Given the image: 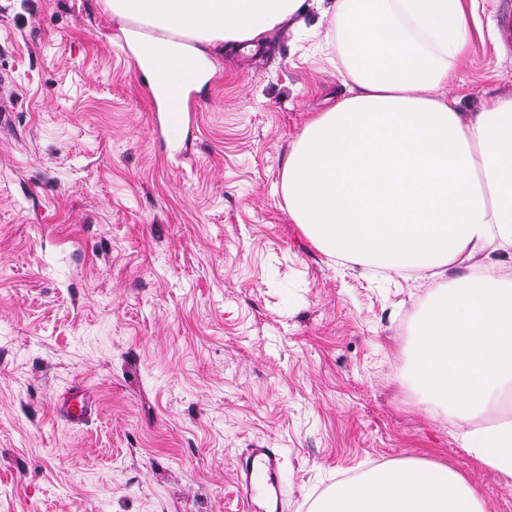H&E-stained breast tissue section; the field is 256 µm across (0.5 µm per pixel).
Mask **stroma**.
I'll list each match as a JSON object with an SVG mask.
<instances>
[{
  "label": "stroma",
  "instance_id": "35a3bbf8",
  "mask_svg": "<svg viewBox=\"0 0 512 512\" xmlns=\"http://www.w3.org/2000/svg\"><path fill=\"white\" fill-rule=\"evenodd\" d=\"M506 9L475 0L447 88L466 111L512 80ZM302 19L208 47L173 135L106 0H0V512H248L250 448L282 456L278 512L412 460L512 512L411 377L439 278L338 259L288 216V153L344 91L332 19ZM61 410L69 421L78 422L83 420L91 410L88 399L84 395L71 394L66 397L62 404Z\"/></svg>",
  "mask_w": 512,
  "mask_h": 512
}]
</instances>
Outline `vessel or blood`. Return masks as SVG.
Masks as SVG:
<instances>
[{"label": "vessel or blood", "mask_w": 512, "mask_h": 512, "mask_svg": "<svg viewBox=\"0 0 512 512\" xmlns=\"http://www.w3.org/2000/svg\"><path fill=\"white\" fill-rule=\"evenodd\" d=\"M150 64L158 85L164 93L165 121L180 122L185 118L184 92L195 64L188 58H173L159 53L151 54ZM61 410L66 419L78 422L91 410L88 399L80 394L66 397ZM281 471V455L274 448H253L236 464V479L242 499L253 512H264L263 504L277 488Z\"/></svg>", "instance_id": "1"}]
</instances>
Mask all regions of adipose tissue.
Instances as JSON below:
<instances>
[{"instance_id": "ef3b65f1", "label": "adipose tissue", "mask_w": 512, "mask_h": 512, "mask_svg": "<svg viewBox=\"0 0 512 512\" xmlns=\"http://www.w3.org/2000/svg\"><path fill=\"white\" fill-rule=\"evenodd\" d=\"M306 0H107L113 14L207 44L257 41ZM345 93L285 164L288 213L339 257L464 271L416 333L413 379L482 463L512 478V424L475 427L512 391V87L466 112L442 93L467 57L464 0H334ZM315 512H485L459 475L414 462L337 484Z\"/></svg>"}]
</instances>
